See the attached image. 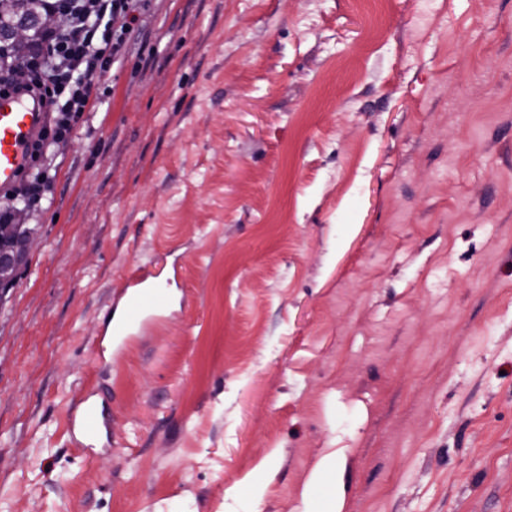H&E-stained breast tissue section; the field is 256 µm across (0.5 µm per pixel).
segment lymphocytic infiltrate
<instances>
[{"instance_id":"f902f5d3","label":"lymphocytic infiltrate","mask_w":512,"mask_h":512,"mask_svg":"<svg viewBox=\"0 0 512 512\" xmlns=\"http://www.w3.org/2000/svg\"><path fill=\"white\" fill-rule=\"evenodd\" d=\"M136 0H48L57 30L44 33L27 58L29 76L18 85L0 76V93L12 91L37 100L48 119L34 141L17 184L0 194V221H10L15 202L47 199L53 184L49 159L82 120L94 77L119 63L139 18Z\"/></svg>"}]
</instances>
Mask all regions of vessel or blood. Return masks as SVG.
<instances>
[{"label":"vessel or blood","instance_id":"obj_1","mask_svg":"<svg viewBox=\"0 0 512 512\" xmlns=\"http://www.w3.org/2000/svg\"><path fill=\"white\" fill-rule=\"evenodd\" d=\"M45 120V113L31 99L14 94L0 96V190L15 184ZM159 279V274L143 269L126 277L119 295L104 312L105 334L95 342L98 364H107L113 347L137 335L172 305L173 296L169 289L160 287ZM105 403L103 393L92 392L69 414L71 426L79 436L78 444L86 450H93L107 430Z\"/></svg>","mask_w":512,"mask_h":512}]
</instances>
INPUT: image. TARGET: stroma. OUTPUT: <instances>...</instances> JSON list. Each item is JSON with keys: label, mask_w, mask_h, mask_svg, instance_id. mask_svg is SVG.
Here are the masks:
<instances>
[{"label": "stroma", "mask_w": 512, "mask_h": 512, "mask_svg": "<svg viewBox=\"0 0 512 512\" xmlns=\"http://www.w3.org/2000/svg\"><path fill=\"white\" fill-rule=\"evenodd\" d=\"M0 288V512H512V0H138ZM175 306L90 370L104 307ZM107 396V452L64 422ZM336 450H323L314 463L302 487V500L306 506L305 512H342L345 500L336 493L327 496L326 485L336 479ZM247 496L252 503L251 512H263L261 506L266 494V483L258 474H248L242 480Z\"/></svg>", "instance_id": "1"}]
</instances>
